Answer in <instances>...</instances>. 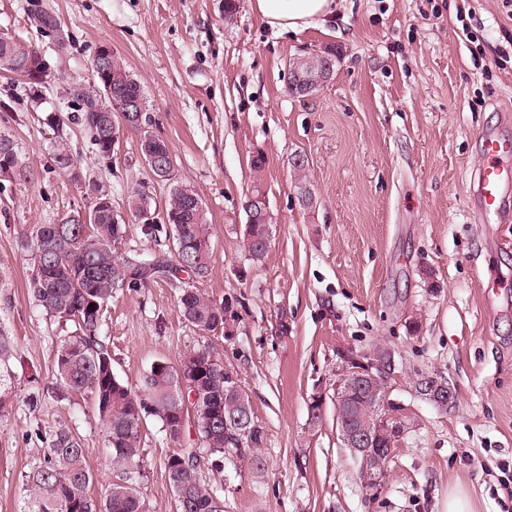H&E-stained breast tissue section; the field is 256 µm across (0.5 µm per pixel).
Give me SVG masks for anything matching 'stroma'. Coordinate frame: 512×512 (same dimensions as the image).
Returning <instances> with one entry per match:
<instances>
[{
  "mask_svg": "<svg viewBox=\"0 0 512 512\" xmlns=\"http://www.w3.org/2000/svg\"><path fill=\"white\" fill-rule=\"evenodd\" d=\"M46 7L66 45L31 25L29 14ZM0 33L37 48L49 74L35 92L0 73V134L32 173L27 183L0 180V325L14 341L16 390L0 412V512H21L23 474L64 427L88 451L91 494L115 478L91 399L60 395V326L26 288L29 229L88 211L91 183L123 214L135 189L163 208L175 182L198 192L211 226L210 271L195 285L229 303L234 332H199L179 315L174 286L158 281L117 291L100 334L113 373L131 386L156 362L209 349L250 397L265 469L231 458L214 469L194 429L174 442L148 421L139 490L152 512H171L165 462L190 449L224 512H446L455 486L476 512H512L503 486L512 474V223L484 220L471 182L481 133L512 125V60L496 63L512 56L505 0H336L333 21L298 34L265 24L250 0H238L230 23L224 0H0ZM103 44L142 86L152 131L171 147L172 181L143 163L137 132L106 163L81 126L47 125V115L73 111L65 85L89 80ZM328 47L338 52L330 82L291 96L290 59ZM60 142L78 156L79 176L56 166ZM258 151L274 225L255 264L239 239ZM378 348L396 360L384 409L408 428L368 490L338 436L334 393L342 353ZM431 373L455 386L450 412L414 391V378Z\"/></svg>",
  "mask_w": 512,
  "mask_h": 512,
  "instance_id": "obj_1",
  "label": "stroma"
}]
</instances>
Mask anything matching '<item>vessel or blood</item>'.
Returning a JSON list of instances; mask_svg holds the SVG:
<instances>
[{"mask_svg": "<svg viewBox=\"0 0 512 512\" xmlns=\"http://www.w3.org/2000/svg\"><path fill=\"white\" fill-rule=\"evenodd\" d=\"M484 162L473 174V190L482 211L506 216L512 211V137H482Z\"/></svg>", "mask_w": 512, "mask_h": 512, "instance_id": "obj_1", "label": "vessel or blood"}]
</instances>
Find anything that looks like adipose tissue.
Masks as SVG:
<instances>
[{"instance_id": "obj_1", "label": "adipose tissue", "mask_w": 512, "mask_h": 512, "mask_svg": "<svg viewBox=\"0 0 512 512\" xmlns=\"http://www.w3.org/2000/svg\"><path fill=\"white\" fill-rule=\"evenodd\" d=\"M251 7L270 27L297 33L336 11L335 0H252Z\"/></svg>"}]
</instances>
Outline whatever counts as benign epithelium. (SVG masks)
<instances>
[{"label": "benign epithelium", "instance_id": "1", "mask_svg": "<svg viewBox=\"0 0 512 512\" xmlns=\"http://www.w3.org/2000/svg\"><path fill=\"white\" fill-rule=\"evenodd\" d=\"M112 46H99L95 57V70L102 75L98 88L100 104L112 110L117 105L120 123L112 124V145L120 144L124 132L150 121L146 103L141 98L122 95L118 86L112 84ZM319 57L324 65L317 72H293L292 87L296 96L307 98L324 87L333 74V63L327 52ZM142 161L162 180L172 175L173 159L147 153ZM247 223L269 224L273 217L266 197H252L245 204ZM341 377L336 385V428L344 447L360 462L364 485L375 487L385 476L383 460L385 453H393L394 445L405 434L406 421L380 410L385 398L383 385L389 384L395 375L396 363L392 353L375 355L368 361L345 354L342 356ZM417 394L423 400L440 409H452L456 405L457 392L454 386L439 374H426L417 385Z\"/></svg>", "mask_w": 512, "mask_h": 512}]
</instances>
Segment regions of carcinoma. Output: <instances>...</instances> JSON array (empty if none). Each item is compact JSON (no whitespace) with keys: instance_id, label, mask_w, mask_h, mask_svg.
<instances>
[{"instance_id":"obj_1","label":"carcinoma","mask_w":512,"mask_h":512,"mask_svg":"<svg viewBox=\"0 0 512 512\" xmlns=\"http://www.w3.org/2000/svg\"><path fill=\"white\" fill-rule=\"evenodd\" d=\"M42 31L56 33L57 16L42 9L31 17ZM43 67L39 52L23 42L0 40V60L12 61L9 72L23 75L17 65L27 60ZM69 95L78 105L81 121L91 132L96 155L111 157L110 128L118 120L113 112H96V90L86 83L74 86ZM140 148L163 156L171 154L168 143L148 130L143 131ZM165 211L176 222L167 225L171 239L170 253L145 255L138 249L117 251L126 224L112 222V212H102L87 223L68 220L62 224H36L28 236L33 268L27 281L28 293L35 306L61 326L54 354V375L68 392L85 394L95 405L103 432L112 448V467L116 480L100 498L89 494L93 475L87 462V448L82 439L67 428L56 431L43 457L23 475L26 492L22 512H150L139 491L140 440L146 419L162 425L172 441L181 438L188 423L196 427L202 447L214 457V468L230 456L255 471L262 470L257 448L264 441V430L251 419L250 431L242 435L224 425V418L239 411V396L229 390L233 373L212 359L203 347L185 354L202 368L197 377L181 389L176 367H151L140 388L133 390L112 372V355L99 336L104 311L114 294L122 289L124 277L129 288L151 282L173 281L179 271L202 277L209 271L210 224L206 213L189 206L186 198L172 193ZM268 227L250 224L241 229V248L249 260L259 264L268 247ZM178 311L189 324L202 332H212L224 323L226 307L188 283L177 286ZM13 341L0 329V411L5 408L14 388L10 362ZM204 399L186 407L192 391ZM165 471L173 493V512H215L218 490L206 483L199 473L194 450L168 456Z\"/></svg>"}]
</instances>
